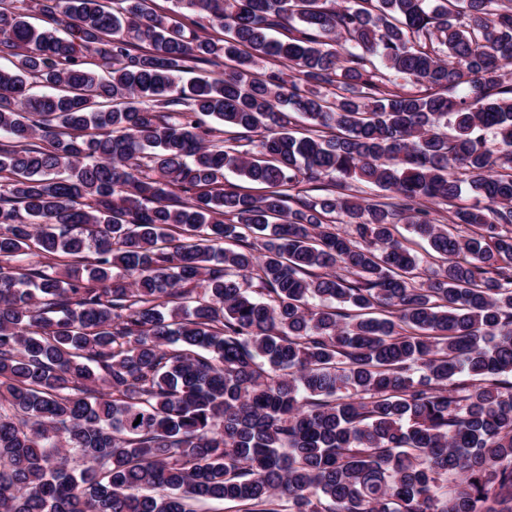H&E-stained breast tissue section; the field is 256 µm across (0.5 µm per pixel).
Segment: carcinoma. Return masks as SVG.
<instances>
[{"label":"carcinoma","instance_id":"1","mask_svg":"<svg viewBox=\"0 0 512 512\" xmlns=\"http://www.w3.org/2000/svg\"><path fill=\"white\" fill-rule=\"evenodd\" d=\"M23 2L0 512H512V0Z\"/></svg>","mask_w":512,"mask_h":512}]
</instances>
